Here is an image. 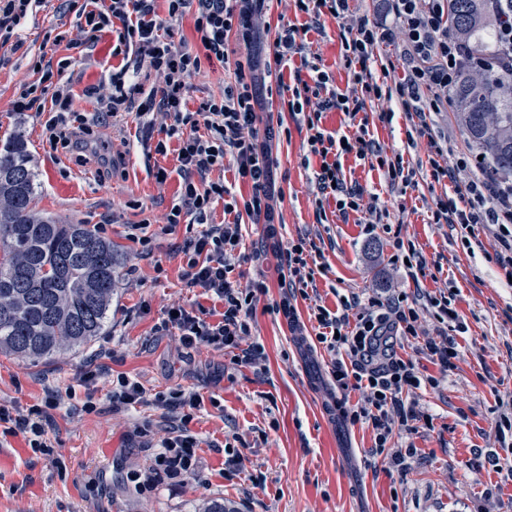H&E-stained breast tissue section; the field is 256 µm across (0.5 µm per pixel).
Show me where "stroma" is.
<instances>
[{
  "mask_svg": "<svg viewBox=\"0 0 512 512\" xmlns=\"http://www.w3.org/2000/svg\"><path fill=\"white\" fill-rule=\"evenodd\" d=\"M307 28V50L318 57L334 86H354L341 41L347 22L325 15L319 28L296 8L295 0H274L264 23L255 28L259 60L273 54L277 25ZM78 34L77 19L63 0H42L31 7L19 30V41L0 42V140L22 130L40 185L37 210L103 228L121 258L119 282L112 297V322L104 335L86 347L29 360L0 353V404L26 406L42 395L45 381L74 386L86 362L101 344H109L108 376L95 381L98 412L61 410L50 432L55 458L35 454L23 435L0 439V512H196L212 498L233 502L239 512H512V447H504L496 423L501 401L512 400V286L492 259L499 227L475 226L464 235L455 224H436L432 213L448 182L432 178L431 159L423 139H410L413 123L405 113L381 120L379 101L369 102V137L384 150H397L412 175L406 192L395 190L374 157L347 156V182L365 191V205L383 212L380 224L366 229L367 213L342 217L334 199L317 202L312 182L318 158L303 162L306 128L289 112L270 111L267 90H260L262 117L282 121L284 130L272 146L278 160L277 181L283 189L278 240L266 244L259 258L240 263L243 279L259 275L270 282L268 300H276L275 248L303 236L321 250L324 270L316 277L318 302L336 309L340 297L388 299L399 294L418 299L420 337L437 335L440 324L432 297L451 295L467 331L455 334L459 357L442 370L417 350L416 340L396 345L399 356L438 379L437 387L406 394V402L433 417L432 428L393 435L389 448L414 447L406 469L372 456L373 432L346 422L336 401L353 405L360 391L336 389L331 376L334 357L315 336L292 334L282 316L257 305L251 341L261 344L265 367L231 364L224 353L202 347L185 353L177 337L158 332L174 303L213 307L200 289L186 288L178 252L190 236L187 225L154 238L151 252L128 236L130 225L144 215L163 219L180 192L176 151L149 154L135 115L102 128L82 154L50 153L42 146V119L12 109L13 100L32 80L34 55L57 60L71 57L66 76L74 107L96 108L105 92V77L114 66H135V58L113 56L116 35L101 32L83 54L70 55L67 45ZM228 73L221 63L203 64L187 87V106L197 110L222 96ZM168 169L157 183L150 171ZM325 218H318V210ZM413 243L423 270L411 275L393 262L398 241ZM136 378L147 402L127 411H112L104 397L118 374ZM182 388L199 392L205 404L190 424L201 440L200 482L164 480L139 489L131 472H144L159 438L174 425L171 413L156 407L155 393ZM238 449L244 470L224 476L225 448Z\"/></svg>",
  "mask_w": 512,
  "mask_h": 512,
  "instance_id": "1",
  "label": "stroma"
}]
</instances>
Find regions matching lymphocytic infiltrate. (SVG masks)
Instances as JSON below:
<instances>
[{"instance_id":"lymphocytic-infiltrate-1","label":"lymphocytic infiltrate","mask_w":512,"mask_h":512,"mask_svg":"<svg viewBox=\"0 0 512 512\" xmlns=\"http://www.w3.org/2000/svg\"><path fill=\"white\" fill-rule=\"evenodd\" d=\"M68 12L79 22V36L72 48L85 50L106 28H114L117 43L114 54L135 55L147 71L164 78L161 87L143 89L137 72L129 67L112 68L108 73L109 91L99 96L96 112H81L73 107V90L65 78L71 64L64 57L52 62L37 55V78L13 102L16 112L45 115L46 142L51 150H73L95 138L98 130L111 119L136 112L142 121L143 139L154 144V152L166 155L169 140H177L180 194L165 215L160 232L179 224L197 225V232L179 248L185 268L186 287L203 289L223 305L221 314L204 306L188 308L177 304L166 315L160 328L173 332L183 349L208 347L229 355L235 365H258L264 357L260 344H245L251 333V321L269 284L259 278L240 283L230 258L241 245L238 213H245L252 223L264 225L268 237H276V206L280 195L274 175L275 161L269 143L275 135L272 124H260L255 110L258 94L257 63L251 55L230 59L231 43L249 45L254 21L273 0H166L167 14L159 16L157 0H65ZM394 25L382 20H355L343 43L344 58L356 66L357 90L342 93L331 87L328 72L306 58V28L296 25L278 27L273 43V63L268 74L282 78L283 68L293 56H300L307 78L297 79L286 102L288 112L301 116L306 127V153L319 158L314 172L319 199L334 198L341 213L368 211L373 222H380L376 207H365L364 191L347 184L343 174L344 156L363 158L372 153L366 123H359L354 133L333 136L322 127L323 114L335 109L349 117L365 111L367 101L388 102L383 121H392L396 111L415 116L414 129L425 138L430 154L443 156L452 151L451 137L436 133L432 113L442 111L459 68L485 66L484 56L471 53L448 33L446 0H391ZM192 15L201 52L183 48L172 38L170 26ZM402 37L404 66L382 67L373 74L369 63L376 50ZM232 63L233 71L224 83V94L212 98L197 111H190L185 93L189 79L200 72L203 62ZM165 122L155 126V115ZM161 139H154V132ZM232 158L236 182L247 185L248 195H236L223 181L210 180L213 170L224 167ZM435 181L452 183L451 193L436 202L433 221L457 224L472 231L477 224H496L502 232L494 249V261L512 278V184L496 183L484 177L471 155H461L455 166L434 164ZM223 204L231 221L210 223L216 204ZM315 244L304 238L288 242L276 255L279 301L268 309L295 321L297 299H309L308 289L323 266L318 262ZM436 316L444 326L437 336L420 339L419 349L442 368H450L459 356L458 344L449 331H463L464 326L450 297L432 298ZM350 301H342L339 310L314 304L310 317L316 323V340L334 356L332 376L337 388L361 391V403L346 409L351 423L371 426L375 446L373 455L388 456L392 466L403 469L415 454L414 449L387 455L386 445L394 431L414 433L431 426L428 413L405 406L404 391L437 386L436 378H424L412 360L397 355L391 341L418 337L419 313L407 296L387 300L370 299L364 311L350 317ZM74 389L46 385L42 397L23 408L0 405V437L24 434L33 453L50 456L54 448L48 437L53 413L65 399L74 398ZM155 404L173 413L177 426L173 435L161 440L149 466V481L166 477L194 482L201 475L197 453L199 438L189 425L203 402L199 393L172 389L156 393Z\"/></svg>"}]
</instances>
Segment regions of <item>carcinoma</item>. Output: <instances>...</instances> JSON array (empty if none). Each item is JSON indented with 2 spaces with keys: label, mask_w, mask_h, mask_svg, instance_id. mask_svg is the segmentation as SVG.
<instances>
[{
  "label": "carcinoma",
  "mask_w": 512,
  "mask_h": 512,
  "mask_svg": "<svg viewBox=\"0 0 512 512\" xmlns=\"http://www.w3.org/2000/svg\"><path fill=\"white\" fill-rule=\"evenodd\" d=\"M504 12L512 0H448V34L492 56ZM448 103L484 174L511 180L512 81L494 64L464 69ZM38 188L16 133L0 144V351L23 358H50L101 335L121 265L112 242L88 225L33 210Z\"/></svg>",
  "instance_id": "1"
}]
</instances>
